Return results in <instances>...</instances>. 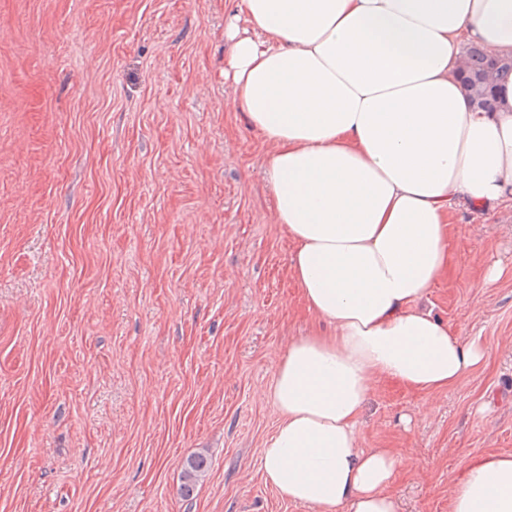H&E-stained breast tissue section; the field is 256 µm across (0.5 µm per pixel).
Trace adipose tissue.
<instances>
[{
  "label": "adipose tissue",
  "instance_id": "1",
  "mask_svg": "<svg viewBox=\"0 0 512 512\" xmlns=\"http://www.w3.org/2000/svg\"><path fill=\"white\" fill-rule=\"evenodd\" d=\"M229 107L270 144L274 223L316 321L265 397L266 484L315 512H399V457L358 428L381 379L448 389L485 359L427 305L456 206L512 200V80L471 106L462 48L512 56V0H228ZM448 512H512V454L468 461Z\"/></svg>",
  "mask_w": 512,
  "mask_h": 512
}]
</instances>
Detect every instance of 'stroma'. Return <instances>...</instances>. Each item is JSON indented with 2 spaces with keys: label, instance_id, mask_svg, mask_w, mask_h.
Returning a JSON list of instances; mask_svg holds the SVG:
<instances>
[{
  "label": "stroma",
  "instance_id": "35a3bbf8",
  "mask_svg": "<svg viewBox=\"0 0 512 512\" xmlns=\"http://www.w3.org/2000/svg\"><path fill=\"white\" fill-rule=\"evenodd\" d=\"M224 53V0H0V512H311L262 476L264 393L314 321ZM449 248L428 305L488 355L374 385L359 445L400 457V512L512 453V202L460 207ZM208 460L202 454H194L187 458L183 469L181 495L190 498L199 481L208 470Z\"/></svg>",
  "mask_w": 512,
  "mask_h": 512
}]
</instances>
